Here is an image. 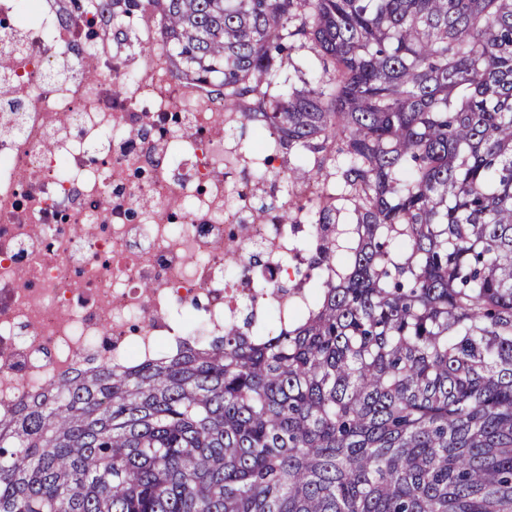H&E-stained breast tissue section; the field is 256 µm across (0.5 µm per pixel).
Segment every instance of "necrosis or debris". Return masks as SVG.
Wrapping results in <instances>:
<instances>
[{
  "instance_id": "1",
  "label": "necrosis or debris",
  "mask_w": 512,
  "mask_h": 512,
  "mask_svg": "<svg viewBox=\"0 0 512 512\" xmlns=\"http://www.w3.org/2000/svg\"><path fill=\"white\" fill-rule=\"evenodd\" d=\"M62 8L0 0V17L29 15L0 40L1 412L49 379L223 336L256 295L252 272L227 276L229 248L264 242L275 281L301 257L287 225L243 224L229 206L223 102L174 92L156 52L135 61V91H119L106 28L92 12L65 25ZM68 45L72 76L45 83ZM141 95L153 111L137 109Z\"/></svg>"
}]
</instances>
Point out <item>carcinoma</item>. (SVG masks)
<instances>
[{"label": "carcinoma", "instance_id": "carcinoma-1", "mask_svg": "<svg viewBox=\"0 0 512 512\" xmlns=\"http://www.w3.org/2000/svg\"><path fill=\"white\" fill-rule=\"evenodd\" d=\"M96 2L304 159L307 298L22 395L0 512H512V0ZM296 36L322 73L271 96Z\"/></svg>", "mask_w": 512, "mask_h": 512}]
</instances>
